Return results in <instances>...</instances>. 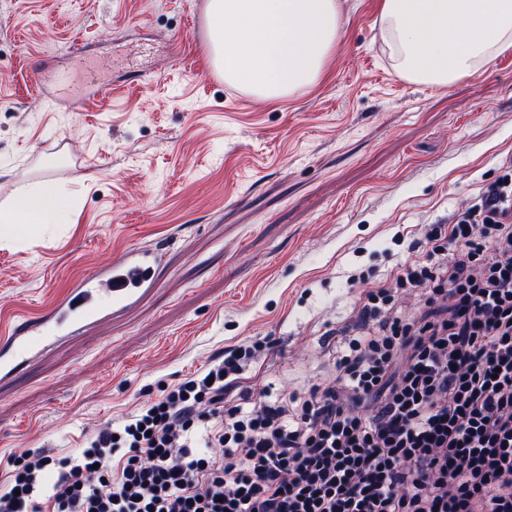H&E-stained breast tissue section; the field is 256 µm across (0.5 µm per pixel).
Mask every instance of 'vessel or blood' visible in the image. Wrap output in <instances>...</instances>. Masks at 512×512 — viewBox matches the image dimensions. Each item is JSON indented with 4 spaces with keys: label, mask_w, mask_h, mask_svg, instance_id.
Here are the masks:
<instances>
[{
    "label": "vessel or blood",
    "mask_w": 512,
    "mask_h": 512,
    "mask_svg": "<svg viewBox=\"0 0 512 512\" xmlns=\"http://www.w3.org/2000/svg\"><path fill=\"white\" fill-rule=\"evenodd\" d=\"M162 261L161 250L134 248L78 280L42 319L25 322L0 338V380L14 376L61 338L80 335L90 323L137 305L152 290Z\"/></svg>",
    "instance_id": "vessel-or-blood-1"
}]
</instances>
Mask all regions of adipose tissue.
Listing matches in <instances>:
<instances>
[{
  "mask_svg": "<svg viewBox=\"0 0 512 512\" xmlns=\"http://www.w3.org/2000/svg\"><path fill=\"white\" fill-rule=\"evenodd\" d=\"M339 0H208V41L226 82L262 100L315 86L341 39ZM392 66L416 85L447 88L512 48V0H382ZM69 204L44 182L0 211V239L61 224Z\"/></svg>",
  "mask_w": 512,
  "mask_h": 512,
  "instance_id": "adipose-tissue-1",
  "label": "adipose tissue"
}]
</instances>
